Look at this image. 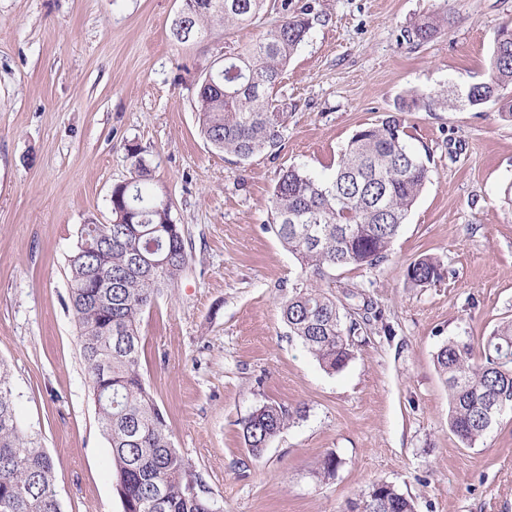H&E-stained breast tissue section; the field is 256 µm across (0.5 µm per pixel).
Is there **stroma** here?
<instances>
[{"instance_id":"obj_1","label":"stroma","mask_w":512,"mask_h":512,"mask_svg":"<svg viewBox=\"0 0 512 512\" xmlns=\"http://www.w3.org/2000/svg\"><path fill=\"white\" fill-rule=\"evenodd\" d=\"M280 3L180 42L182 0H0V363L18 423L52 459L62 512H122L67 307L68 257L81 224L110 222L134 145L189 254L141 318L142 373L218 512H364L379 481L416 512H512V412L467 447L434 363L448 340L478 347L512 320V121L491 102L400 114L431 180L386 261L332 274L347 311L368 301L379 314L340 371L289 333L297 267L269 226L280 170L326 175L407 93L484 81L512 0H292L312 26L275 90L281 147L242 163L200 136L196 83L278 24ZM443 11L435 39L404 43ZM423 256L444 276L415 287L406 271ZM267 402L296 417L256 458L241 423ZM329 452L340 464L324 479Z\"/></svg>"}]
</instances>
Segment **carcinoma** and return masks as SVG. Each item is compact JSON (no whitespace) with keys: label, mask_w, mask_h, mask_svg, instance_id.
Segmentation results:
<instances>
[{"label":"carcinoma","mask_w":512,"mask_h":512,"mask_svg":"<svg viewBox=\"0 0 512 512\" xmlns=\"http://www.w3.org/2000/svg\"><path fill=\"white\" fill-rule=\"evenodd\" d=\"M266 0H183L172 32L191 36L205 23L231 30L255 21ZM282 20L243 52L196 84L200 134L219 152L247 161L274 152L287 110L273 92L311 28L305 12L281 0ZM448 16L428 17L404 31L407 43L431 41ZM487 79L461 91L476 100L495 94L501 116L512 120V29L499 31ZM135 178L112 187V223L83 224L69 256V303L77 319L80 347L95 410L112 450L114 490L123 512H216L201 491V478L175 448L164 417L141 372L140 321L154 294L174 285L189 261L181 225L145 192L152 169L132 148ZM428 160L407 143L401 119L389 115L357 129L333 173L321 178L300 166L283 170L274 186L270 227L295 258L299 273L283 306L290 335L298 338L329 372L353 356L354 337L370 322L341 311L327 284L330 272L355 265L374 269L387 257L392 239L406 223L430 181ZM112 285L92 288L96 276ZM443 275L432 257L407 268L415 286ZM435 364L448 386L450 430L468 447L483 438L506 410L512 411V321L502 324L474 352L471 342L452 339ZM291 412L265 403L242 422V439L260 456L289 425ZM332 453L317 464L334 476ZM0 512H62L53 463L32 434L17 423L8 369L0 364ZM365 512H414V503L394 486L379 482L368 492Z\"/></svg>","instance_id":"1"}]
</instances>
